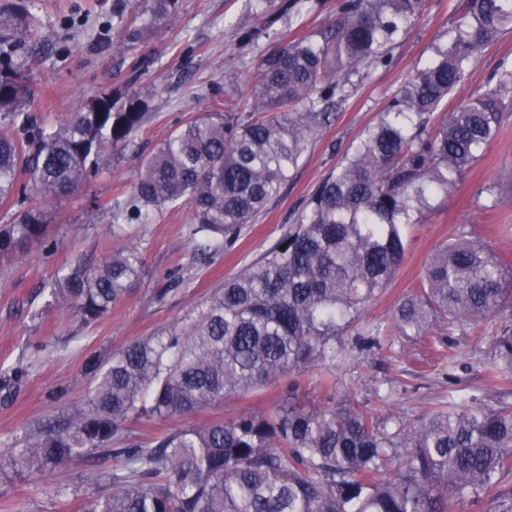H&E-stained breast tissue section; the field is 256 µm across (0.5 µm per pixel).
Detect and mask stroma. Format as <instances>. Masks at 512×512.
Returning <instances> with one entry per match:
<instances>
[{
  "mask_svg": "<svg viewBox=\"0 0 512 512\" xmlns=\"http://www.w3.org/2000/svg\"><path fill=\"white\" fill-rule=\"evenodd\" d=\"M334 0H308L299 16L279 20L270 35L240 48L242 27L257 23L255 0H175V6L146 39L128 35L129 23L112 16V0H33L40 38L31 46L36 88L33 112L45 122L62 119L103 87L132 86L149 109L142 128L101 161L102 172L77 192L43 203L45 223L54 225L52 252L36 244L0 260V368L24 361L30 375L7 405L0 404V452L18 447L27 428L66 415L89 400L83 374L87 354L109 356L132 342L169 327L205 302L211 292L258 259L295 223L318 184L350 152L391 97L445 47L460 16L461 0H426L423 12L392 48L389 66H358L345 103L309 142L280 195L268 203L235 241L209 257L196 251L188 207H169L149 223L112 227L111 211L127 198L139 162L191 117L212 111L215 101L246 98L257 65L275 45L298 34L327 28ZM512 59V31L477 58L466 79L439 109L447 117L485 83L501 59ZM146 59V75L132 66ZM496 139L449 193L431 199L408 228L404 264L386 291L363 310L367 325L391 322L397 302L417 288L433 251L459 231L483 238L512 258V106ZM495 185V206L483 208L480 192ZM136 247L143 275L130 294L95 325L86 327L71 308L47 305L46 280L65 274L78 258L97 264L108 252ZM499 323L488 317L478 329L443 324L429 334L388 336L382 348L358 351L353 336L342 338L345 361L336 368V395L352 404L399 418H415L437 404L456 401L512 403L484 370L490 337ZM280 386L228 398L182 419L134 420L132 432L146 440L163 431L233 418L246 410L269 412L279 405ZM114 459L92 455L70 464L63 477L65 499L46 494L54 474L36 481L26 474L0 475V512H78L93 496L88 476L113 468Z\"/></svg>",
  "mask_w": 512,
  "mask_h": 512,
  "instance_id": "35a3bbf8",
  "label": "stroma"
}]
</instances>
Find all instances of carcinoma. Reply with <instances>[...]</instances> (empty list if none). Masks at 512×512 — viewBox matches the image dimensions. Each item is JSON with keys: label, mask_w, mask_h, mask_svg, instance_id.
I'll return each mask as SVG.
<instances>
[{"label": "carcinoma", "mask_w": 512, "mask_h": 512, "mask_svg": "<svg viewBox=\"0 0 512 512\" xmlns=\"http://www.w3.org/2000/svg\"><path fill=\"white\" fill-rule=\"evenodd\" d=\"M30 0H0V257L45 243L48 225L31 204L71 194L101 172L100 160L141 128L146 102L128 87L104 89L47 126L29 111ZM304 0L243 27L240 48L298 15ZM175 0L134 13L129 37L149 36ZM425 0H336V21L316 39L296 36L263 58L245 100L216 103L180 126L146 157L112 222L148 221L167 206L192 210L201 251L228 245L283 185L359 65L386 67L390 49ZM512 29V0H464L437 57L391 98L352 151L318 186L297 223L256 262L224 281L185 322L136 341L104 360L91 354L88 407L56 425H38L18 448L0 453V474H43L101 453L115 469L89 476L104 492L81 512H454L459 504L512 512V406L440 404L412 422L335 401L340 336L361 352L395 331L421 337L432 326L476 317L503 319L486 370L512 385V266L487 244L461 234L439 246L419 287L395 307L392 324L368 327L363 308L383 293L405 260L404 224L448 192L494 140L507 118L512 60L480 91L435 121L471 64ZM26 172L31 185L18 182ZM134 248L110 252L49 283L55 303L91 325L140 279ZM322 369L323 404H309L293 376ZM29 376L18 363L0 370V403ZM290 377L272 412L245 411L149 441L133 419H173Z\"/></svg>", "instance_id": "cac0c4a2"}]
</instances>
